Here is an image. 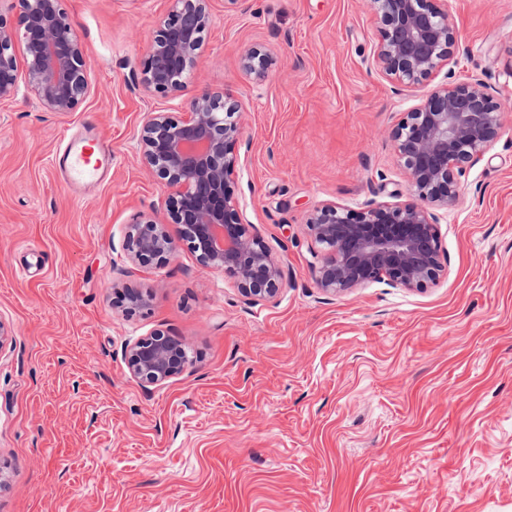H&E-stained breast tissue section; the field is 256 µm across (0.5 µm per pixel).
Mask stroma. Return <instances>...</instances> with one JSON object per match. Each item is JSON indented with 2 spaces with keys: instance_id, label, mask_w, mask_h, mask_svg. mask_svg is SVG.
Listing matches in <instances>:
<instances>
[{
  "instance_id": "stroma-1",
  "label": "stroma",
  "mask_w": 512,
  "mask_h": 512,
  "mask_svg": "<svg viewBox=\"0 0 512 512\" xmlns=\"http://www.w3.org/2000/svg\"><path fill=\"white\" fill-rule=\"evenodd\" d=\"M169 0H63L87 56L72 112L0 101V512H512V0H447L504 105L498 138L440 212L448 273L422 291L318 287L309 214L407 193L390 137L428 91L377 70L370 0H211L202 62L176 99L132 72ZM276 59L265 81L247 50ZM243 104L233 190L281 261L251 302L188 250L130 268L126 227L165 213L139 158L146 111L203 92ZM112 171L76 191L52 166L86 129ZM150 299L124 315L125 286ZM162 330L193 363L161 386L127 344ZM272 64V57L257 51L247 52L240 59L242 69L248 74L253 75L256 82H261L267 77L268 70Z\"/></svg>"
}]
</instances>
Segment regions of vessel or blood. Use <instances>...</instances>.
Returning a JSON list of instances; mask_svg holds the SVG:
<instances>
[{"mask_svg":"<svg viewBox=\"0 0 512 512\" xmlns=\"http://www.w3.org/2000/svg\"><path fill=\"white\" fill-rule=\"evenodd\" d=\"M54 164L69 185L98 183L112 170V149L100 136L86 134L70 139Z\"/></svg>","mask_w":512,"mask_h":512,"instance_id":"b4317fda","label":"vessel or blood"}]
</instances>
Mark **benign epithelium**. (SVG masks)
Listing matches in <instances>:
<instances>
[{
	"label": "benign epithelium",
	"instance_id": "obj_1",
	"mask_svg": "<svg viewBox=\"0 0 512 512\" xmlns=\"http://www.w3.org/2000/svg\"><path fill=\"white\" fill-rule=\"evenodd\" d=\"M63 0H0V100L20 91L48 112H72L88 91L83 44ZM210 0H171L133 76L146 96L176 99L202 61L211 25ZM441 0H371L378 22L376 60L405 87L420 85L466 52ZM273 59L251 51L240 65L257 82ZM238 100L219 92L193 97L185 111L146 113L137 136L142 161L170 194L166 220L141 214L128 225L124 250L135 267L161 264L185 246L197 261L224 272L252 302L277 296L282 266L249 230L232 182L240 164ZM502 104L496 91L472 75L435 85L392 132L409 178L404 201H367L357 209L324 203L306 222L323 251L315 277L335 294L370 283L421 291L444 275L446 257L436 211L453 206L459 177L479 163L497 139ZM179 226L172 237L165 225ZM132 315L149 306L138 288L124 289ZM128 371L142 386H159L192 363L187 345L163 331L125 348Z\"/></svg>",
	"mask_w": 512,
	"mask_h": 512
}]
</instances>
